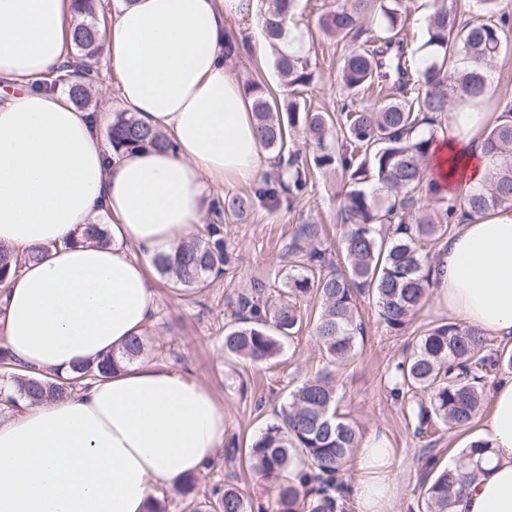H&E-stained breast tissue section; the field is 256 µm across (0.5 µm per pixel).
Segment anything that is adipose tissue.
Listing matches in <instances>:
<instances>
[{
    "label": "adipose tissue",
    "mask_w": 512,
    "mask_h": 512,
    "mask_svg": "<svg viewBox=\"0 0 512 512\" xmlns=\"http://www.w3.org/2000/svg\"><path fill=\"white\" fill-rule=\"evenodd\" d=\"M101 50L119 101L170 145L114 152L105 112L33 89L73 46L72 0H0V248L28 257L0 298L19 374L69 373L153 325L148 264L204 223L216 188L251 184L264 164L251 101L225 53L228 19L260 28L258 0H114ZM493 112H453L431 148L449 195L480 185ZM109 227L108 242L88 234ZM431 284L451 318L512 342V212L460 225ZM490 451L453 512H512V378L490 393ZM224 407L200 382L155 361L0 422V512H149L157 489L202 472L226 437ZM390 451L372 439L353 461L361 512H393Z\"/></svg>",
    "instance_id": "1"
}]
</instances>
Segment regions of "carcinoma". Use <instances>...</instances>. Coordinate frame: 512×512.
<instances>
[{
	"label": "carcinoma",
	"mask_w": 512,
	"mask_h": 512,
	"mask_svg": "<svg viewBox=\"0 0 512 512\" xmlns=\"http://www.w3.org/2000/svg\"><path fill=\"white\" fill-rule=\"evenodd\" d=\"M260 2L263 32L276 72L294 90L311 84L313 71L303 33L288 26L296 0ZM73 5L83 20L74 28L78 53L64 69L82 74L69 85L71 98L79 102L98 78L91 59L99 51L106 21L96 13L94 0H73ZM375 5L380 45L363 48L357 41ZM406 11L404 0H342L319 17L324 34L351 46L338 72L347 98L337 117L307 107L296 95L282 100L259 83L244 85L252 98L259 139L274 153L281 169L276 180H264L255 194L277 204L283 193L290 199L304 194L307 169L338 172L344 179L341 220L348 225L342 241L343 269L319 246L318 224L298 225L287 254L294 271L288 298L314 296L320 302L313 333L324 368L289 392L275 421L247 447L228 449L257 470L289 474L287 483L279 487L273 512L305 508L345 512V465L359 437L338 412L331 367L351 359L356 338L364 333L357 319L359 299L374 296L381 323L391 332H400L430 285L432 267L425 265L424 248L442 239L451 224L512 210L511 103L485 133L484 149L491 165L482 183L467 191L461 203L428 176L425 160L434 134L411 136L420 124L439 125L442 114L454 106L480 110L487 99L492 66L512 34V11L502 0H473L467 20L446 6L436 9L427 18V39L413 50L421 54L413 70L406 65L404 40L398 38ZM298 127L304 133V148L312 149L309 155L292 139ZM108 137L116 152L170 146L129 112L117 113ZM247 208L246 199L231 196L216 212L240 217ZM234 262L224 240V225L210 223L204 233L182 242L173 253L157 256L153 265L174 283L195 288L212 275H224ZM25 263L26 259L0 250V287L7 286ZM301 324L289 301L271 308L266 301L246 298L225 333L224 351L253 362L266 361ZM144 350V337L133 336L123 356L132 361ZM504 366L512 368V354L491 347L474 329L445 323L427 330L413 353L396 364L390 394L401 402L414 400L420 392L428 395L429 405L420 403L413 411L418 435L427 433L435 419L464 427L480 411L486 379ZM117 367L112 353L70 377L16 375L7 401L16 405L61 397L82 379L106 377ZM487 448L488 441L473 440L445 468L438 467L436 455L425 457L428 512H452L466 483L481 471ZM179 489L190 498L189 512H252L251 504L234 487L202 500L192 496L193 482L188 478Z\"/></svg>",
	"instance_id": "obj_1"
}]
</instances>
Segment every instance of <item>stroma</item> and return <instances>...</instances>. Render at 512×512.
Masks as SVG:
<instances>
[{"mask_svg":"<svg viewBox=\"0 0 512 512\" xmlns=\"http://www.w3.org/2000/svg\"><path fill=\"white\" fill-rule=\"evenodd\" d=\"M335 3L298 0L290 19L291 26L309 33L306 48L315 78L307 88V101L327 110L334 109L344 96L336 74L345 49L323 36L318 27L319 16ZM406 5L402 36L417 46L426 39L427 18L435 9L445 6L466 18L471 0H407ZM232 74L241 82L249 78L261 82L278 97L289 95L268 51L243 53L235 59ZM307 183L302 199L274 207L257 201L244 218L225 216L224 238L237 261L223 276L209 278L193 290L162 278L157 281L159 301L153 327L145 338V358L167 363L211 391L224 406L228 438L242 447L275 418L289 391L323 366L313 335V321L319 312L313 298L297 301L302 327L270 361L251 362L224 352V331L233 323L241 297L254 296L271 303L287 299L290 268L285 256L299 224L321 225L324 248L333 256L341 254L347 231L339 217L338 194L343 180L313 171ZM358 316L364 334L356 340L353 359L335 372L339 411L357 429L360 447H367L371 437L383 438L395 460L391 474L395 508L397 512H414L425 501L424 453L434 452L442 464H451L472 440L482 438L491 404L483 402L470 427L440 424L432 435H416L412 404L394 401L389 395L391 371L415 350L427 330L447 323L448 311L432 288L400 332L384 328L375 299H361ZM257 479V473L244 461L229 457L221 449L205 470L196 474L194 493L202 498L230 485L250 501Z\"/></svg>","mask_w":512,"mask_h":512,"instance_id":"stroma-1","label":"stroma"}]
</instances>
